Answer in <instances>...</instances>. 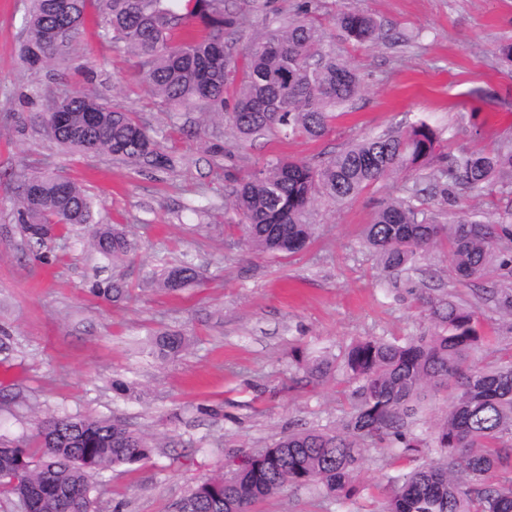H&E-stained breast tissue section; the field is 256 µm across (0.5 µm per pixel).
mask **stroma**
Returning <instances> with one entry per match:
<instances>
[{"label":"stroma","mask_w":512,"mask_h":512,"mask_svg":"<svg viewBox=\"0 0 512 512\" xmlns=\"http://www.w3.org/2000/svg\"><path fill=\"white\" fill-rule=\"evenodd\" d=\"M248 21L226 30L234 56L269 23L296 19L300 0H236ZM30 0H0V441L33 444L37 420L63 415L118 419L144 435L149 459L104 472L92 492L97 512H176L197 482L289 430L340 427L356 384L341 373L304 378L292 355L339 361L354 339H405L431 325L428 301L471 302L489 336L479 362L512 358V317L474 302L449 271L448 250L420 253L416 290L382 271L363 241L377 207L416 196L438 222L497 216L512 207V176L493 190H460L454 203L423 194L420 175L385 178L336 204L317 198L306 219L312 242L289 256L251 250L231 206L237 177L275 157L318 163L367 135L423 120L443 133L442 152H487L512 142V66L497 49L512 43V0H320L315 20L349 60L362 91L340 107L318 140L271 131L242 140L220 115L174 110L140 82L133 57L115 46L96 7L67 58L41 69L20 58ZM374 16L388 33L376 44L345 41L344 11ZM78 87L113 109L137 113L173 160L154 170L53 143L39 120L47 101ZM223 156L212 153L214 144ZM47 167L96 203L94 220L120 225L138 249L112 262L90 244V226L36 247L12 219L7 173ZM190 256L201 279L178 294L160 288L163 267ZM121 280L127 298L93 295ZM189 339L176 356L152 353L155 334ZM130 388L118 396L113 381ZM385 447L363 451L360 494L328 498L292 486L255 512H378L387 476L409 468Z\"/></svg>","instance_id":"obj_1"}]
</instances>
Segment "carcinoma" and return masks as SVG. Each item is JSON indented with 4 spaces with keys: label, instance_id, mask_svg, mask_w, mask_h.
<instances>
[{
    "label": "carcinoma",
    "instance_id": "cac0c4a2",
    "mask_svg": "<svg viewBox=\"0 0 512 512\" xmlns=\"http://www.w3.org/2000/svg\"><path fill=\"white\" fill-rule=\"evenodd\" d=\"M94 4L115 45L135 58L149 91L167 106L224 115L248 139L273 129L318 139L336 108L360 91L356 69L327 48L312 18L316 0H302L303 17L270 25L246 45L237 62L224 45V31L245 23L231 0H33L23 57L32 68L48 65L76 39ZM347 40L375 43L382 25L361 11L336 17ZM240 82L232 98L229 85ZM87 113L96 122H83ZM50 138L82 154H108L141 166L172 164L130 112L99 102L80 89L51 100L39 115ZM441 135L425 121L356 140L318 164L276 158L237 182L232 203L241 216L245 242L255 251L291 255L312 240L305 215L315 196L344 203L364 188L398 172L425 175L434 193L450 203L462 186L490 188L512 175V148L438 155ZM92 199L72 181L47 171L22 175L14 223L29 241L42 244L68 226L93 224ZM93 248L106 258H126L135 243L114 224H94ZM512 212L492 220L462 218L439 224L412 198L384 202L364 229V241L382 270L401 274L417 255L448 246L456 278L476 282L512 266ZM200 273L190 257L161 272L160 283L178 292ZM117 302L123 282L93 288ZM495 308L512 316V289L490 291ZM431 328L405 340L366 337L347 347L341 369L358 382L356 402L333 432L296 429L268 448L243 457L225 475L197 484L177 512H253L289 486L315 484L334 499L358 492L362 444H386L397 456L435 451L419 465L386 479L383 512H512V359L473 364L485 339L474 307L450 294L430 306ZM188 344L177 331L154 338V350L171 357ZM306 378L318 381L336 367L308 360L294 349ZM430 390L449 393L434 428L412 424ZM37 447L0 443V492L16 498L21 512H96L93 480L101 471L147 458L148 442L117 419L82 415L36 423Z\"/></svg>",
    "mask_w": 512,
    "mask_h": 512
}]
</instances>
